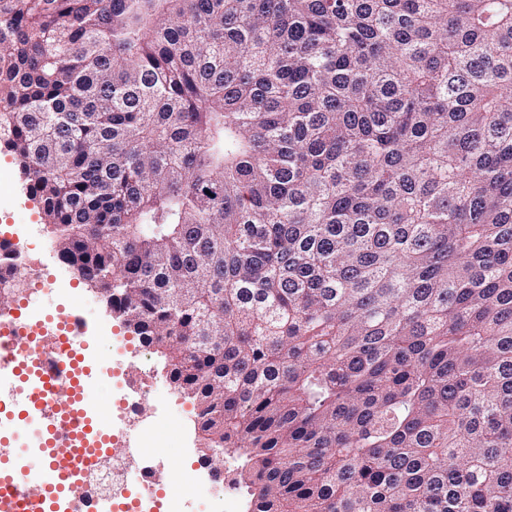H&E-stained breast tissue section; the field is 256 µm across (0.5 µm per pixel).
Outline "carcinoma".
I'll return each mask as SVG.
<instances>
[{
    "label": "carcinoma",
    "mask_w": 512,
    "mask_h": 512,
    "mask_svg": "<svg viewBox=\"0 0 512 512\" xmlns=\"http://www.w3.org/2000/svg\"><path fill=\"white\" fill-rule=\"evenodd\" d=\"M0 144L247 512H512V0H0Z\"/></svg>",
    "instance_id": "carcinoma-1"
}]
</instances>
